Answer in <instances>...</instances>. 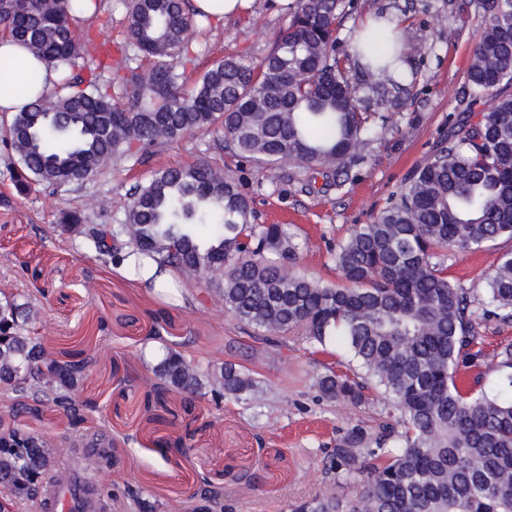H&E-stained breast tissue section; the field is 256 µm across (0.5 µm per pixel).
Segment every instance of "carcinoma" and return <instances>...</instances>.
<instances>
[{
    "instance_id": "carcinoma-1",
    "label": "carcinoma",
    "mask_w": 512,
    "mask_h": 512,
    "mask_svg": "<svg viewBox=\"0 0 512 512\" xmlns=\"http://www.w3.org/2000/svg\"><path fill=\"white\" fill-rule=\"evenodd\" d=\"M126 10L123 94L103 80L112 46L93 44L73 25L74 13L99 10L98 0H23L0 12L8 37L49 62L84 76L63 77L0 128L19 167L12 181L26 194L38 186L82 184L112 161L173 143L199 130L221 131L245 162L295 163L336 176L340 186L364 158L377 113L361 109L362 92L401 90L406 74L397 52L379 57L368 41L354 46L364 59L353 80L337 51L336 21L354 0H293L287 28L254 65L242 56L215 61L191 90L193 19L185 0H122ZM485 26L468 71L471 100L452 130L391 202L369 224H357L329 250L342 282L328 283L292 269L299 247L279 224L251 222L242 177L217 163L197 161L156 171L130 193L125 223L100 229L63 211L56 230L82 238L117 263L127 256L109 241L123 237L160 269L207 280L224 311L264 337L296 338L324 351L340 345L343 369L328 370L318 388L328 400L368 401L374 385L399 413V426L373 435L355 426L327 455L333 488L292 512H512V342L490 353L479 348V321L512 325V253L492 260L487 301L448 279L457 250H490L512 239V0H478ZM492 103L478 111L477 102ZM35 302L25 292L0 299V386L13 410L0 416V498L36 500L38 477L58 467L73 443L21 427L20 417L43 407L73 421L93 406L72 391L92 359L84 350L56 354L29 327ZM152 367L159 381L145 409L168 424L164 394H211L246 400L257 381L233 364L220 367L186 357L163 336ZM479 359L502 376L491 394L482 376L466 386L461 363ZM210 392H204L206 386ZM84 461L87 472L112 457V441ZM359 480L361 494L342 499L335 488Z\"/></svg>"
}]
</instances>
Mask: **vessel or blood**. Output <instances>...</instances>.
<instances>
[{"label":"vessel or blood","instance_id":"vessel-or-blood-1","mask_svg":"<svg viewBox=\"0 0 512 512\" xmlns=\"http://www.w3.org/2000/svg\"><path fill=\"white\" fill-rule=\"evenodd\" d=\"M70 468L71 477L66 483L52 481L46 484L37 512H102L101 501L78 457H71Z\"/></svg>","mask_w":512,"mask_h":512}]
</instances>
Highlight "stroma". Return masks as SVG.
<instances>
[{"mask_svg":"<svg viewBox=\"0 0 512 512\" xmlns=\"http://www.w3.org/2000/svg\"><path fill=\"white\" fill-rule=\"evenodd\" d=\"M284 2L247 0L232 18L198 21L192 37L199 56L189 80L227 55L260 63L288 24ZM378 12L399 18L403 43L415 49L414 79L404 106L382 107L385 119L343 186L324 185L299 166L242 164L225 150L223 134L197 131L114 162L83 184L21 195L11 179L17 159L0 149V294L34 296L46 289L32 322L36 336L49 349L82 346L95 358L74 389L95 405L84 423L72 425L44 408L24 425L52 436L102 434L116 442L111 462L91 474L107 512H131V489L143 491L157 512H192L191 495L205 486L223 491L224 512H290V504L328 488L322 459L347 430L396 422V413L378 401L356 406L321 397L316 378L336 363L338 346L314 353L297 342L254 338L195 275H178L174 288L150 290L106 266L82 241L51 230L63 208L84 213L91 225L124 223L130 193L154 171L208 157L227 173H245L256 223L283 225L300 243L296 270L339 282L329 244L347 237L353 225L369 223L447 136L468 101V68L483 28L477 0H360L358 12L338 22L342 47L350 48L360 23ZM491 253L454 252L449 279L480 289ZM159 313L164 335L183 342L187 357L244 366L259 381L261 400L217 406L205 399L190 407L171 392L166 400L177 418L154 430L143 399L155 384L150 337ZM180 439L188 454L176 449Z\"/></svg>","mask_w":512,"mask_h":512,"instance_id":"obj_1","label":"stroma"}]
</instances>
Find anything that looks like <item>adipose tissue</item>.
Returning <instances> with one entry per match:
<instances>
[{
  "mask_svg": "<svg viewBox=\"0 0 512 512\" xmlns=\"http://www.w3.org/2000/svg\"><path fill=\"white\" fill-rule=\"evenodd\" d=\"M9 60V70L0 71V84L4 82H24L30 70H37L41 76L39 84L30 87L23 96L0 95V119L10 118L20 112L27 100L37 98L39 95L50 92L60 80L58 69L47 61L35 58L22 44L10 38L0 39V59Z\"/></svg>",
  "mask_w": 512,
  "mask_h": 512,
  "instance_id": "ef3b65f1",
  "label": "adipose tissue"
}]
</instances>
